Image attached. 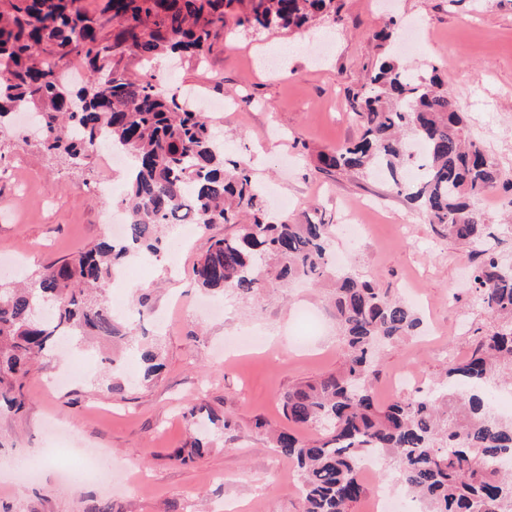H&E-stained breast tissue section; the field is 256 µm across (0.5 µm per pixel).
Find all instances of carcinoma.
Listing matches in <instances>:
<instances>
[{
  "label": "carcinoma",
  "mask_w": 512,
  "mask_h": 512,
  "mask_svg": "<svg viewBox=\"0 0 512 512\" xmlns=\"http://www.w3.org/2000/svg\"><path fill=\"white\" fill-rule=\"evenodd\" d=\"M78 0H0V119L18 102L40 114L42 150L83 168L102 143L130 155L123 202L125 236L50 263L20 288H0V399L24 405L23 378L46 347L61 337L125 338L131 324L115 317L105 287L127 261L158 257L165 229L180 214L199 226L234 224L237 233L214 237L194 265L196 284L244 299L273 278L286 285L335 279L332 307L340 326L344 363L336 372L288 392L283 408L295 427H315L305 441L291 430L274 441L295 465L305 512H350L365 494L360 462L378 452L398 469L403 488L429 512H505L512 476L500 461L512 457V418L495 414L487 384L501 363L512 364V265L487 246L488 225L476 201L498 184L512 188L492 154L465 133L464 118L437 68L423 76L382 56L350 106L361 135L317 155L318 170L387 176L396 191L422 210L435 230L469 249L476 261L472 286L495 328L475 338L464 359L448 361L447 379L425 395L381 407L372 393L374 352L417 332L422 321L349 269L332 270L335 225L269 220L256 180L246 166L224 163L210 120L182 106L176 95L123 74L94 93L112 69L117 49L147 58L161 53L201 57L211 31L224 26L239 0H100L95 16ZM336 15V0H252L240 23L252 29H302ZM125 25L116 39L99 30ZM86 63L91 80L73 92L60 65ZM139 376L148 381L162 364L147 349Z\"/></svg>",
  "instance_id": "obj_1"
}]
</instances>
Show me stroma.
I'll return each mask as SVG.
<instances>
[{"label": "stroma", "mask_w": 512, "mask_h": 512, "mask_svg": "<svg viewBox=\"0 0 512 512\" xmlns=\"http://www.w3.org/2000/svg\"><path fill=\"white\" fill-rule=\"evenodd\" d=\"M336 0L337 19L299 30L257 33L228 16L213 30L204 59L135 53L114 58L126 75L157 81L185 99L215 103L209 111L226 158L248 163L264 189L273 220L343 223L359 202L365 232L346 249L347 267L390 295L406 287L431 304L424 326L431 341L405 336L377 354L379 404L391 402L388 378L399 369L418 382L442 378L449 356L465 357L473 329L490 328L470 285V263L428 217L391 183L356 173L326 175L318 151L356 140L353 93L380 53L373 34L390 17L418 22L419 43L404 42L403 62L424 73L438 68L464 116L512 179V0ZM22 114L0 123V274L26 281L45 265L74 256L108 236L124 195L126 164L93 155L72 169L46 154ZM104 180L93 188L92 179ZM495 233L490 245L512 264V191L497 187L478 202ZM228 224L195 228L176 257L147 258L111 283L107 300L151 308L134 330L155 346L164 368L154 380L106 378L98 356L68 345L46 353L24 382L20 411L0 409V512H303L297 469L275 450L271 429L288 428L283 398L344 362L329 291L306 283L268 284L248 300L198 288L192 268L212 236ZM469 334L459 335L458 319ZM269 330L272 353L248 351L223 361L215 348L240 328ZM217 417L199 429L191 408ZM205 435L202 456L193 437ZM99 448L115 466L111 481L74 485L64 477L72 449Z\"/></svg>", "instance_id": "stroma-1"}]
</instances>
